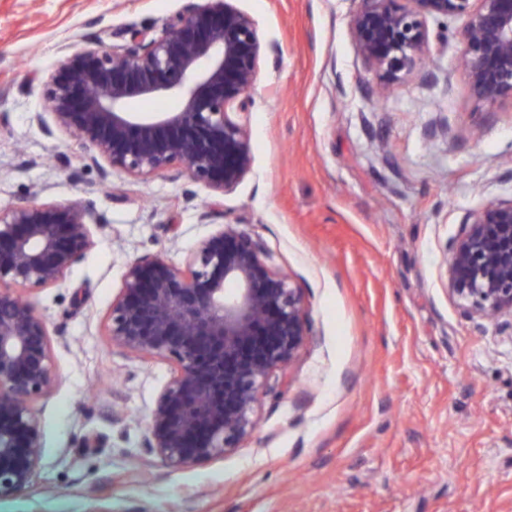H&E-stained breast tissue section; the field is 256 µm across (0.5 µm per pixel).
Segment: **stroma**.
Instances as JSON below:
<instances>
[{"label": "stroma", "mask_w": 512, "mask_h": 512, "mask_svg": "<svg viewBox=\"0 0 512 512\" xmlns=\"http://www.w3.org/2000/svg\"><path fill=\"white\" fill-rule=\"evenodd\" d=\"M191 2L0 0V209L90 199L104 220L61 286L30 292L55 385L33 404L35 484L0 512H512V338L462 313L443 264L465 212L512 197V105L471 97L458 21L429 24L434 79L382 99L358 0H236L266 47L251 173L224 193L175 167L101 180L80 139L44 134L48 81L66 48L155 36ZM224 223L301 289L309 335L240 448L173 470L145 438L175 367L109 345L105 323L131 261L183 266Z\"/></svg>", "instance_id": "35a3bbf8"}]
</instances>
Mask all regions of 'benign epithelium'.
Segmentation results:
<instances>
[{"label": "benign epithelium", "instance_id": "1", "mask_svg": "<svg viewBox=\"0 0 512 512\" xmlns=\"http://www.w3.org/2000/svg\"><path fill=\"white\" fill-rule=\"evenodd\" d=\"M349 20L358 54L384 94L401 74L427 63V18L461 20L454 66L470 95L494 109L512 103V0H360ZM263 43L236 0H203L152 38L137 29L108 50L66 53L47 84L53 123L75 130L102 179L144 178L177 164L216 192L252 171L247 118ZM173 98L170 112L143 113L134 101ZM101 222L90 201H29L0 210V501L29 491L44 441L33 402L54 386L50 333L24 293L60 284ZM448 294L470 319L512 332V198L464 214L445 253ZM109 343L163 357L175 374L150 413L145 445L172 470L223 458L258 427L263 388L285 370L308 330L304 298L273 269L261 245L226 223L177 268L161 256L125 271L106 322Z\"/></svg>", "mask_w": 512, "mask_h": 512}]
</instances>
